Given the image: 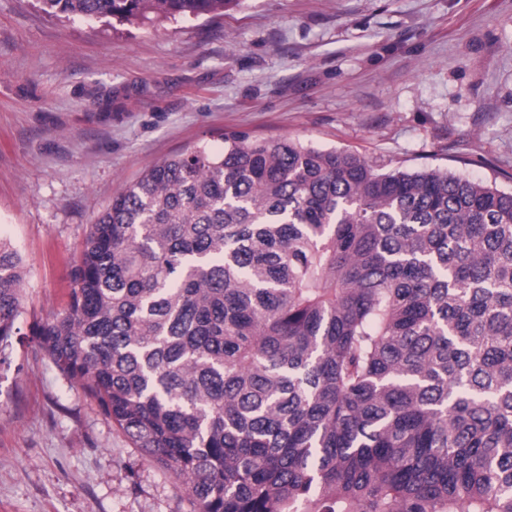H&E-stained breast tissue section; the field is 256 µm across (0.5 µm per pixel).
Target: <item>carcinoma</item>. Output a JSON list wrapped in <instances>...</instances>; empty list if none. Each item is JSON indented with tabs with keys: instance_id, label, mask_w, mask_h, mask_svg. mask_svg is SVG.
Instances as JSON below:
<instances>
[{
	"instance_id": "carcinoma-1",
	"label": "carcinoma",
	"mask_w": 512,
	"mask_h": 512,
	"mask_svg": "<svg viewBox=\"0 0 512 512\" xmlns=\"http://www.w3.org/2000/svg\"><path fill=\"white\" fill-rule=\"evenodd\" d=\"M119 25L241 0H39ZM112 197L32 329L193 512H512V193L245 132ZM23 263L0 239V341Z\"/></svg>"
}]
</instances>
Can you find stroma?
Wrapping results in <instances>:
<instances>
[{
	"label": "stroma",
	"mask_w": 512,
	"mask_h": 512,
	"mask_svg": "<svg viewBox=\"0 0 512 512\" xmlns=\"http://www.w3.org/2000/svg\"><path fill=\"white\" fill-rule=\"evenodd\" d=\"M227 130L512 193V0H241L118 32L0 0V238L25 268L0 343V512H190L31 329L66 309L113 196Z\"/></svg>",
	"instance_id": "1"
}]
</instances>
